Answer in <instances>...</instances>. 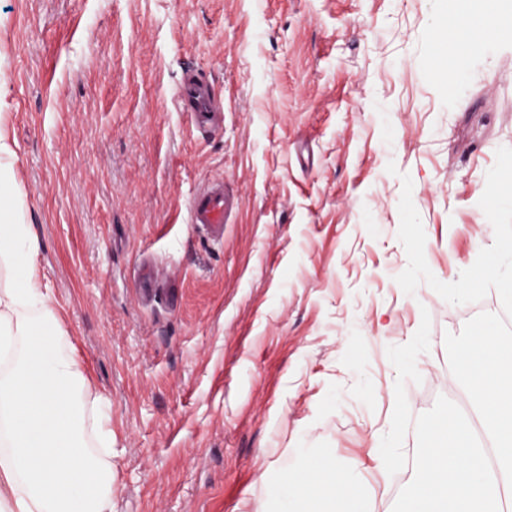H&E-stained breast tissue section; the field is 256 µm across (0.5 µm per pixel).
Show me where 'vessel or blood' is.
Listing matches in <instances>:
<instances>
[{"label": "vessel or blood", "instance_id": "obj_1", "mask_svg": "<svg viewBox=\"0 0 512 512\" xmlns=\"http://www.w3.org/2000/svg\"><path fill=\"white\" fill-rule=\"evenodd\" d=\"M180 111L190 113L198 128L210 133L222 128L224 103L203 76L188 74L173 95ZM239 205L238 197L223 180L213 179L192 195L187 221L205 229L213 238L224 235V224Z\"/></svg>", "mask_w": 512, "mask_h": 512}]
</instances>
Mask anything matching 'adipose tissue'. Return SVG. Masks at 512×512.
<instances>
[{"label": "adipose tissue", "mask_w": 512, "mask_h": 512, "mask_svg": "<svg viewBox=\"0 0 512 512\" xmlns=\"http://www.w3.org/2000/svg\"><path fill=\"white\" fill-rule=\"evenodd\" d=\"M435 38L460 49L512 38V5L456 0ZM15 152L0 131V512H112V431L87 441L82 373L35 266ZM278 494L305 512H370L375 489L354 482L328 454L287 473Z\"/></svg>", "instance_id": "1"}]
</instances>
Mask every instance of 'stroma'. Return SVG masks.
Wrapping results in <instances>:
<instances>
[{
	"instance_id": "stroma-1",
	"label": "stroma",
	"mask_w": 512,
	"mask_h": 512,
	"mask_svg": "<svg viewBox=\"0 0 512 512\" xmlns=\"http://www.w3.org/2000/svg\"><path fill=\"white\" fill-rule=\"evenodd\" d=\"M448 0H0V129L15 151L36 269L91 395L110 402L112 512H254L329 452L378 468L397 373L387 349L431 317L412 415L460 402L446 334L496 291L406 294L401 174L435 277L495 239L479 206L512 147V39L445 54ZM224 100L202 134L172 95L186 71ZM397 174H390L388 164ZM241 198L214 240L195 190ZM157 270L144 293L140 272Z\"/></svg>"
}]
</instances>
